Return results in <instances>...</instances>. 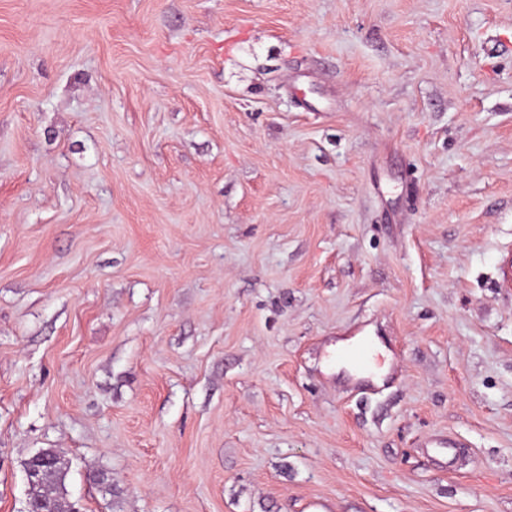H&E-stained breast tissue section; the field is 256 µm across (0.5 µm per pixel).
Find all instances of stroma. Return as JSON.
Returning a JSON list of instances; mask_svg holds the SVG:
<instances>
[{
	"mask_svg": "<svg viewBox=\"0 0 512 512\" xmlns=\"http://www.w3.org/2000/svg\"><path fill=\"white\" fill-rule=\"evenodd\" d=\"M509 260L512 0H0V512H512ZM32 458L33 463L26 469V480L29 485L41 483L44 474L52 470L57 464V459L50 455L46 449H42L35 453ZM53 450V449H52ZM56 457L60 458L58 465L51 473L48 481L43 485H36L30 487V497L40 499L46 496H50L56 501L60 502L61 507L68 510L73 503L69 501L66 496L65 490V478L67 475V469L61 459L60 454L53 450Z\"/></svg>",
	"mask_w": 512,
	"mask_h": 512,
	"instance_id": "obj_1",
	"label": "stroma"
}]
</instances>
